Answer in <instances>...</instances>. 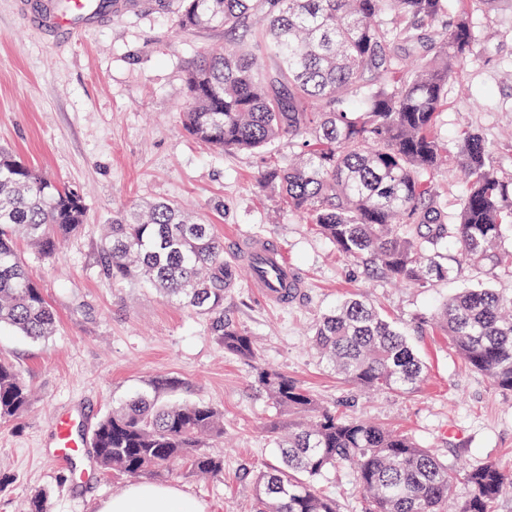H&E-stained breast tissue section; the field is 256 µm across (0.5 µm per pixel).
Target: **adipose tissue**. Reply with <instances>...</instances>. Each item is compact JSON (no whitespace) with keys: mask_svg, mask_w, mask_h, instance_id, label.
Returning <instances> with one entry per match:
<instances>
[{"mask_svg":"<svg viewBox=\"0 0 512 512\" xmlns=\"http://www.w3.org/2000/svg\"><path fill=\"white\" fill-rule=\"evenodd\" d=\"M97 512H204L193 496L176 487L141 482L122 495L99 503Z\"/></svg>","mask_w":512,"mask_h":512,"instance_id":"1","label":"adipose tissue"}]
</instances>
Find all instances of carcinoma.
I'll return each instance as SVG.
<instances>
[{
  "instance_id": "1",
  "label": "carcinoma",
  "mask_w": 512,
  "mask_h": 512,
  "mask_svg": "<svg viewBox=\"0 0 512 512\" xmlns=\"http://www.w3.org/2000/svg\"><path fill=\"white\" fill-rule=\"evenodd\" d=\"M178 31L221 27L224 45L185 73L186 132L217 152L294 150L270 165L262 191L329 240L346 259L413 288L446 280L454 266L496 263L512 234V176L495 146L465 129L437 132L448 80L473 60V16L488 0H180ZM464 172L455 214L445 211L444 166ZM83 195L0 147V328L33 340L58 316L23 257L25 241L44 257L84 224ZM112 281L151 285L205 318L224 352L251 363L254 386L288 413L277 437L283 467L243 477L253 512H337L314 481L352 470L362 512H444L457 470L412 436L318 402L299 382L261 363L252 336L224 317L237 287L224 240L181 204L148 201L112 211L100 242ZM427 323L448 337L468 367L512 391V295L485 284L462 289ZM322 360L342 380L376 392L418 386L425 365L404 328L352 298L312 332ZM30 389L0 358V419L22 416ZM224 436V412L208 403L160 404L140 394L96 425L91 448L101 470L160 477L175 460L205 478L224 475V456L203 440ZM457 512H497L512 474L483 463L464 476Z\"/></svg>"
}]
</instances>
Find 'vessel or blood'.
Wrapping results in <instances>:
<instances>
[{"mask_svg": "<svg viewBox=\"0 0 512 512\" xmlns=\"http://www.w3.org/2000/svg\"><path fill=\"white\" fill-rule=\"evenodd\" d=\"M15 6L29 27L63 46L114 16L140 10L142 0H15ZM231 247L235 260L247 269L248 284L256 293L279 305L296 298L303 282L275 240L241 235L232 240ZM54 429L59 457H71L83 448V439L72 432L70 416H58Z\"/></svg>", "mask_w": 512, "mask_h": 512, "instance_id": "b4317fda", "label": "vessel or blood"}]
</instances>
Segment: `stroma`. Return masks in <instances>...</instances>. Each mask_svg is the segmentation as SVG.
<instances>
[{"label": "stroma", "mask_w": 512, "mask_h": 512, "mask_svg": "<svg viewBox=\"0 0 512 512\" xmlns=\"http://www.w3.org/2000/svg\"><path fill=\"white\" fill-rule=\"evenodd\" d=\"M13 0H0V145L48 177L84 192L87 221L54 258L27 260L59 314L57 330L32 342L0 330V357L20 369L33 401L18 419L0 420V465L12 481L0 491V512H26L45 491L49 512H96L122 494L128 480L103 475L91 448L58 462L53 421L69 412L91 434L113 406L155 390L164 401L209 403L224 411V475L203 479L180 466L165 476L199 500L205 512H252L248 468H280L276 436L288 425L252 383L250 363L226 354L205 319L135 282L115 285L100 272V226L113 210L146 200H174L197 212L225 239L250 232L274 238L305 278L288 307L261 301L248 286L232 289L224 314L245 329L265 364L300 381L323 404L340 406L411 434L458 473L491 462L512 473V393L470 370L445 336L419 324L463 285L483 282L512 294V269L466 266L431 288H412L369 275L340 256L256 180L269 163L292 152L222 154L182 128L185 71L223 45L220 28L175 30L181 7L113 17L59 50L26 28ZM474 64L448 83L443 137L463 127L483 132L499 155L512 157V0H494L476 20ZM361 296L400 323L426 366L410 393H372L336 377L312 344V327L341 300ZM339 512H360L350 469L317 483Z\"/></svg>", "instance_id": "1"}]
</instances>
